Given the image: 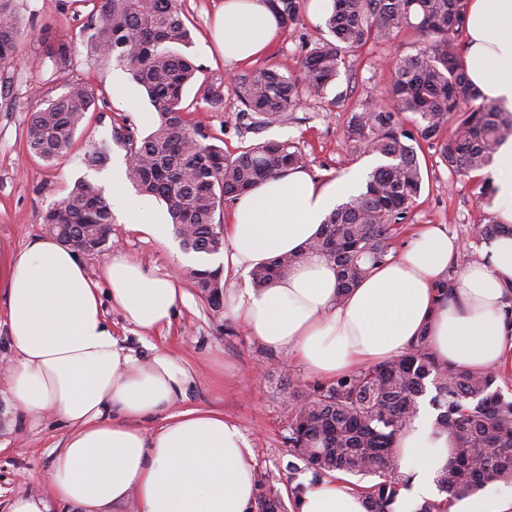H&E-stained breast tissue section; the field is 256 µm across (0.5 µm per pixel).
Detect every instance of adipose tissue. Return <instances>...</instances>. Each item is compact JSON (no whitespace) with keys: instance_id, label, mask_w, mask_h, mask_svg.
<instances>
[{"instance_id":"obj_1","label":"adipose tissue","mask_w":512,"mask_h":512,"mask_svg":"<svg viewBox=\"0 0 512 512\" xmlns=\"http://www.w3.org/2000/svg\"><path fill=\"white\" fill-rule=\"evenodd\" d=\"M468 79L486 101L512 110V0H469ZM279 21L267 0H224L215 37L225 59L265 51ZM364 179L350 172L318 182L302 170L269 178L235 201L224 227V252L188 256V263L224 271V315L265 347L287 354L326 379L393 359L420 335L437 360L471 370L512 369V236L484 242L477 256L445 229L419 226L395 259L338 296L335 265L313 255L268 283L250 285L258 266L300 252L326 215L356 193ZM122 171L112 174V199L135 230L161 238L170 232L149 200L127 196ZM495 216L512 224V141L493 165ZM456 273H449V266ZM449 297L437 290L447 277ZM6 317L15 358L10 393L22 412L52 413L66 427L54 455L45 495H16L8 512H110L136 495L139 512H249L255 502L249 441L223 414L171 413L188 375L168 352L140 361L113 336L103 309L110 297L128 324L170 327L184 297L175 275L159 274L123 256L89 276L81 256L51 237L30 241L0 264ZM166 415L145 435L142 421ZM398 464L408 487L395 512H414L438 500L436 477L452 440L434 415L420 409L401 433ZM293 512H367L365 500L336 481L306 485ZM449 512H512V484L455 501Z\"/></svg>"}]
</instances>
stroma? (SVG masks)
I'll use <instances>...</instances> for the list:
<instances>
[{
	"label": "stroma",
	"mask_w": 512,
	"mask_h": 512,
	"mask_svg": "<svg viewBox=\"0 0 512 512\" xmlns=\"http://www.w3.org/2000/svg\"><path fill=\"white\" fill-rule=\"evenodd\" d=\"M179 2L192 32V42L183 52L199 68L196 82L186 87L183 97L192 125L211 133L229 153L265 140L294 141L308 156V174L322 181L354 169L368 173L379 165L378 156L350 148L344 136L347 117L366 98L382 96L390 61L414 46L411 33L347 54L325 98L304 101L284 122L247 129L237 119L241 104L233 88L224 83L227 75L270 66L285 75L298 74L307 51L327 35L324 20L304 16L300 28L282 32L262 57L237 65L225 62L212 36L214 17L224 0ZM15 5L24 34L13 67L0 71V260L34 238L47 236L42 212L65 197L75 180L84 178L111 190V167L91 169L85 154L92 144L111 139L115 123L127 122L145 134L157 121L155 107L130 72L87 51L82 37L90 5L83 0H16ZM45 25L75 36L76 55L69 71L59 72L47 59L34 63L40 51L37 34ZM70 82L94 88L95 104L78 129L68 157L49 165L29 150L28 118L47 98L61 95ZM215 82L224 85L222 100L216 104L203 100L200 90L201 84ZM418 156L428 181L394 240V250H403L418 225L438 224L457 237L464 256H473L481 243L471 228L492 213L480 197L479 177L457 176L442 161L437 147L421 144ZM128 222L127 214L115 216L105 250L83 258L88 272L97 274L106 260L123 255L157 272L177 274L186 301L171 329L162 332L136 330L119 313L110 312L113 335L144 361L156 347L171 353L189 375L187 395L172 405V412L213 410L234 420L249 440L255 469L280 474L279 491L288 494L295 483L310 479L311 473L304 469L291 473L286 468L287 418L275 372L288 368L301 384L313 382V375L289 357L265 349L232 321L214 316L178 264L172 239L145 235ZM5 303V291L0 288V512H7L15 495L47 494L51 460L66 433L52 414L24 415L9 393L6 369L14 352Z\"/></svg>",
	"instance_id": "35a3bbf8"
}]
</instances>
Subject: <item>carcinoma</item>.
Segmentation results:
<instances>
[{"label": "carcinoma", "instance_id": "cac0c4a2", "mask_svg": "<svg viewBox=\"0 0 512 512\" xmlns=\"http://www.w3.org/2000/svg\"><path fill=\"white\" fill-rule=\"evenodd\" d=\"M86 26L87 48L123 66L148 94L158 123L140 135L128 125L113 128V140L137 161L126 176L136 193L164 202L174 226H186L181 245L187 251L213 255L224 248L223 224L215 214L224 198H235L290 170L305 169L307 154L293 141H264L243 146L233 155L211 142L213 136L189 124L183 95L196 78L190 58L175 50L190 41L178 0H92ZM468 0H332L325 20L330 37L314 43L301 72L285 76L271 68L233 74L242 109L238 119L248 128L288 119V112L307 98H322L336 80L349 52L368 43L387 44L404 32L415 37L414 51L400 53L390 65L385 106L368 102L350 113L346 141L362 154L383 159L368 176L365 190L332 211L318 235L298 254L279 257L251 272L261 288L309 253L333 262L338 297L371 269L397 257L393 240L419 198L424 173L416 145L439 147L443 162L467 177L492 165L501 144L512 138V112L482 100L466 76L458 38L465 32ZM281 27L300 24L303 0H271ZM20 21L14 0H0V70L16 59ZM44 54L67 70L74 57L73 39L45 26L39 33ZM94 91L72 82L65 92L31 113L27 141L31 152L54 164L65 158ZM414 115L415 130L402 115ZM111 145L91 146L86 162L103 165ZM112 203L101 188L78 179L66 197L50 204L43 223L55 224L62 244L80 240L84 253L103 252L112 223ZM512 226L488 218L472 228L488 240ZM188 276L216 315L224 306L221 270L192 268ZM492 370L473 371L443 364L429 350L427 336L414 340L398 358L344 375L336 380L302 384L288 391V473L299 464L312 482L337 475L366 500L368 512H392L407 480L398 472L396 443L414 417L418 399L433 386L430 403L438 426L454 447L437 485L444 498L425 501L415 512H448L453 499L476 494L491 482H512V397L497 385ZM277 475L255 473L257 512H285L276 488Z\"/></svg>", "mask_w": 512, "mask_h": 512}]
</instances>
